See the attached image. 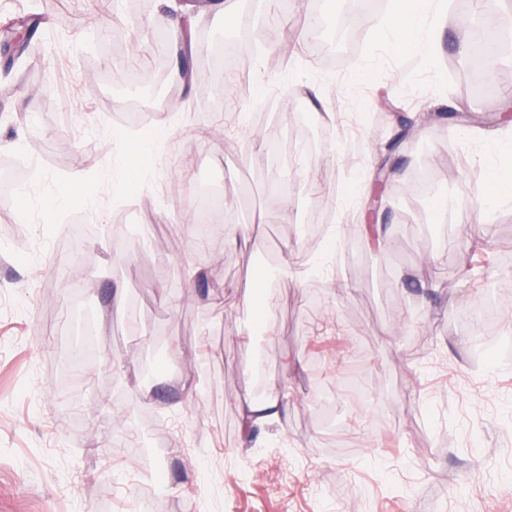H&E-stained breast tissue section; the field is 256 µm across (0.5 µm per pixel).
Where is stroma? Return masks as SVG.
<instances>
[{
	"label": "stroma",
	"mask_w": 512,
	"mask_h": 512,
	"mask_svg": "<svg viewBox=\"0 0 512 512\" xmlns=\"http://www.w3.org/2000/svg\"><path fill=\"white\" fill-rule=\"evenodd\" d=\"M446 2L429 59L383 39L393 0L360 42L343 29L348 0H323L330 65L310 55L299 8L279 67L265 5L184 14L198 64L204 41L249 47L229 118L206 73L174 80L171 0L135 14L126 0H58L37 52L0 66V156L38 162L36 196L0 206V512H512V360L475 361L478 328L460 323L494 296L512 337V195L489 202L478 160L512 125L475 119L512 96H463L447 65L470 41ZM134 99L163 123L126 122ZM133 142L145 152L131 166ZM424 165L425 197L404 186ZM212 182L239 222H267L256 244L224 241L203 261L183 199ZM75 209L101 229L86 263L61 240ZM290 224L321 225V241L293 242ZM259 253L305 260L279 276L261 334L244 295ZM84 321L98 350L75 412L50 363ZM260 348L284 407L247 431ZM154 356L168 365L145 377ZM147 414L167 452L133 461L117 438Z\"/></svg>",
	"instance_id": "1"
}]
</instances>
